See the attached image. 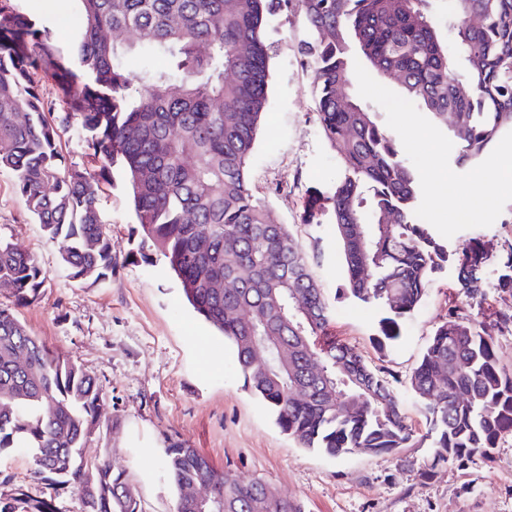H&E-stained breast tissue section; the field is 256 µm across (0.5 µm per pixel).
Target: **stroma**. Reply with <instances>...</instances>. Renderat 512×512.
<instances>
[{
	"label": "stroma",
	"mask_w": 512,
	"mask_h": 512,
	"mask_svg": "<svg viewBox=\"0 0 512 512\" xmlns=\"http://www.w3.org/2000/svg\"><path fill=\"white\" fill-rule=\"evenodd\" d=\"M20 9L45 20L67 44L77 26L79 0H18ZM302 19L289 12L272 19V81L262 132L249 163L255 195L274 219L289 225L329 302L330 338L355 345L366 359L403 382L419 364L450 307L470 310L492 336L501 365L512 369V330L498 324L497 310L512 295L497 282L512 250V134L503 136L477 168L455 162L457 146L429 114L407 103L396 81L361 71L357 91L399 140L421 188L420 213L450 251L484 242L487 299L471 305L455 288L456 266L433 274L428 294L400 327L401 337L379 349L382 311L346 298L342 257L331 224H304L299 215L309 190L337 182L336 158L324 142L312 110L311 72L298 54ZM487 174L490 210L459 220L457 199L475 173ZM117 264L98 284L71 280L51 239L14 191V176L0 170V239L31 253L49 279L40 298L15 313L32 336L69 357L103 387L100 428L87 452L108 456L131 476L145 512H173L176 493L163 467V450L184 442L220 470L249 481L261 479L300 499L306 512H512V434L502 437L491 464L461 471L444 464L421 476L428 446L395 454L339 458L297 447L244 385L231 345L187 303L176 276L160 256L142 258L140 233L120 166L109 168L100 201Z\"/></svg>",
	"instance_id": "stroma-1"
}]
</instances>
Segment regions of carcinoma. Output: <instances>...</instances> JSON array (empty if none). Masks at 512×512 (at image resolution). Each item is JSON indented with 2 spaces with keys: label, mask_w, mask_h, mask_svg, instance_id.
Segmentation results:
<instances>
[{
  "label": "carcinoma",
  "mask_w": 512,
  "mask_h": 512,
  "mask_svg": "<svg viewBox=\"0 0 512 512\" xmlns=\"http://www.w3.org/2000/svg\"><path fill=\"white\" fill-rule=\"evenodd\" d=\"M81 24L67 47L44 21L0 0V169L37 223L63 244L76 282H104L116 260L100 211L109 166L128 181L141 254L160 256L196 312L234 349L244 383L302 448L329 457L395 454L430 441L422 476L492 460L512 432V370L502 367L479 321L452 309L434 331L406 389L427 432L407 420L384 372L344 342H320L330 322L302 245L255 197L248 164L271 87L270 17L304 20L298 51L312 72L314 111L342 176L314 190L305 224L336 226L345 288L381 309L386 339L428 293L448 262L445 242L415 213L419 182L398 140L351 93L358 67L400 74L404 99L449 131L458 165L476 166L512 132V0H448L453 44L433 18L435 0H79ZM480 16L477 25L471 15ZM54 97L47 99L43 86ZM77 122L102 159L68 167L59 133ZM457 286L486 299L488 249L455 257ZM48 272L0 240V294L37 301ZM264 342L288 349L259 361ZM103 389L75 361L32 336L0 306V450L30 453L41 483L73 486L84 512H143L125 471L82 449L99 428ZM174 512H199L187 490L205 486V512H305L261 480L219 472L183 442L164 449ZM0 512H56L12 477L0 479Z\"/></svg>",
  "instance_id": "cac0c4a2"
}]
</instances>
